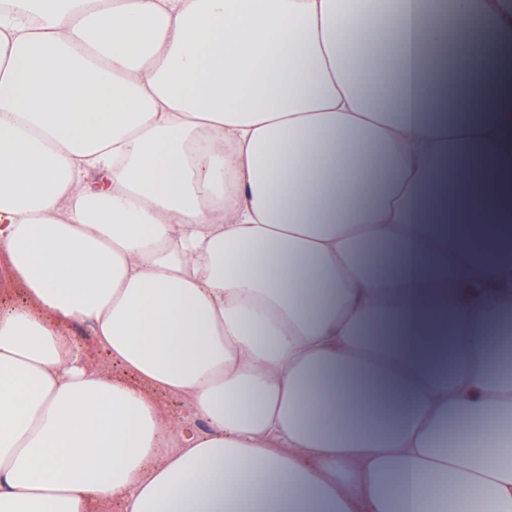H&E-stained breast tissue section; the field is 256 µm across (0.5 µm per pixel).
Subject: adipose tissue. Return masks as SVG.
<instances>
[{
    "mask_svg": "<svg viewBox=\"0 0 512 512\" xmlns=\"http://www.w3.org/2000/svg\"><path fill=\"white\" fill-rule=\"evenodd\" d=\"M9 3L0 512H512V0ZM510 336V338H509ZM491 351L496 359L504 358L511 353L512 358V320L504 323L501 328L491 336ZM72 334L78 336L83 343L87 361L90 366L96 367L107 362L104 350L95 342L91 329L82 323H75L71 327Z\"/></svg>",
    "mask_w": 512,
    "mask_h": 512,
    "instance_id": "ef3b65f1",
    "label": "adipose tissue"
}]
</instances>
